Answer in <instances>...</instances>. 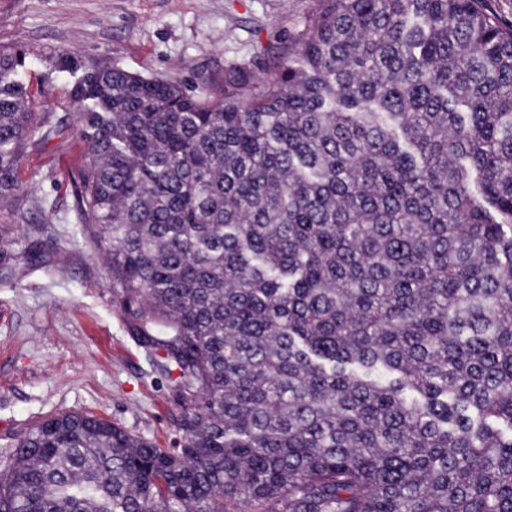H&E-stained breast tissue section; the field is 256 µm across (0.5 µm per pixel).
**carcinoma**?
Returning a JSON list of instances; mask_svg holds the SVG:
<instances>
[{
	"label": "carcinoma",
	"mask_w": 512,
	"mask_h": 512,
	"mask_svg": "<svg viewBox=\"0 0 512 512\" xmlns=\"http://www.w3.org/2000/svg\"><path fill=\"white\" fill-rule=\"evenodd\" d=\"M324 2L260 82L73 85V211L178 372L181 443L51 417L0 457V512H512V25ZM19 65L0 191L64 130Z\"/></svg>",
	"instance_id": "obj_1"
}]
</instances>
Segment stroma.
I'll return each mask as SVG.
<instances>
[{"instance_id": "35a3bbf8", "label": "stroma", "mask_w": 512, "mask_h": 512, "mask_svg": "<svg viewBox=\"0 0 512 512\" xmlns=\"http://www.w3.org/2000/svg\"><path fill=\"white\" fill-rule=\"evenodd\" d=\"M322 0H0V51L21 54L17 77L35 111L79 106L59 57L171 73L240 67L261 78L287 54ZM87 143L78 129L30 145L18 186L0 203V454L50 417L91 411L170 448L181 401L112 293L108 263L72 212ZM47 201L48 210L33 208Z\"/></svg>"}]
</instances>
